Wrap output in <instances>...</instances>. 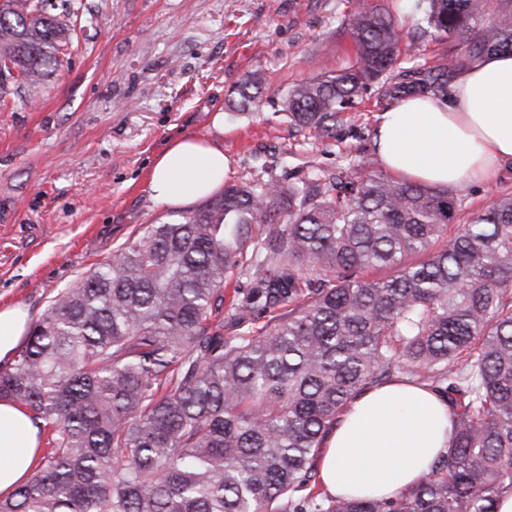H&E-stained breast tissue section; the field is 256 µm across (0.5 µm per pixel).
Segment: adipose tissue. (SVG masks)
Here are the masks:
<instances>
[{"instance_id":"1","label":"adipose tissue","mask_w":512,"mask_h":512,"mask_svg":"<svg viewBox=\"0 0 512 512\" xmlns=\"http://www.w3.org/2000/svg\"><path fill=\"white\" fill-rule=\"evenodd\" d=\"M377 152L387 170L412 181L463 188L496 175L512 161V54L463 68L447 99H403L381 115ZM224 146L185 136L155 157L151 198L194 202L224 185ZM31 326L19 304L0 308V364L13 362ZM451 415L435 392L405 381L367 390L350 404L327 438L319 470L336 497L387 498L415 486L448 450ZM40 435L27 411L0 401V496L32 476Z\"/></svg>"}]
</instances>
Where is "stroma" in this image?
I'll return each mask as SVG.
<instances>
[{
    "label": "stroma",
    "mask_w": 512,
    "mask_h": 512,
    "mask_svg": "<svg viewBox=\"0 0 512 512\" xmlns=\"http://www.w3.org/2000/svg\"><path fill=\"white\" fill-rule=\"evenodd\" d=\"M53 2L81 17L68 63L37 91L0 103V307L39 316L140 225L170 213L150 197L147 176L175 138L222 142L229 183L265 168L290 184L363 158L382 170L375 136L391 103H363L326 143L293 136L274 107L228 108L231 89L253 74L287 88L348 65L344 17L356 0ZM504 191L512 193V162L460 191L451 230Z\"/></svg>",
    "instance_id": "35a3bbf8"
}]
</instances>
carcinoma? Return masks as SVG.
<instances>
[{"mask_svg":"<svg viewBox=\"0 0 512 512\" xmlns=\"http://www.w3.org/2000/svg\"><path fill=\"white\" fill-rule=\"evenodd\" d=\"M47 2L0 5V98L37 89L69 54L76 14ZM414 12L448 42L443 63L389 79L412 48L393 15L359 4L347 67L285 90L253 76L229 106L271 103L326 141L373 85L381 100L446 99L457 71L512 53V0ZM455 208L456 191L366 159L294 186L227 185L140 226L57 292L0 367V401L27 408L51 445L0 512H496L512 493V194L450 235ZM397 374L448 403V452L395 498L330 496L326 439Z\"/></svg>","mask_w":512,"mask_h":512,"instance_id":"1","label":"carcinoma"}]
</instances>
